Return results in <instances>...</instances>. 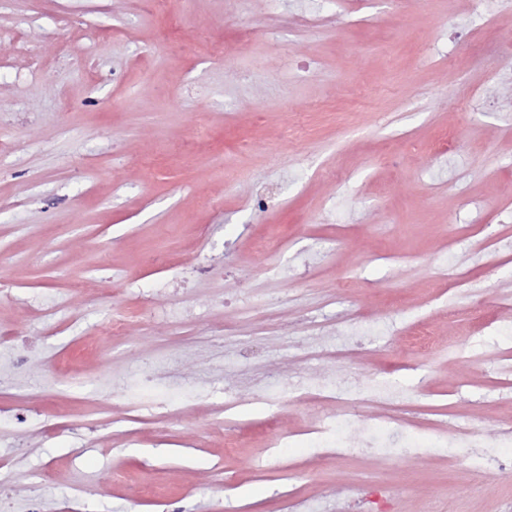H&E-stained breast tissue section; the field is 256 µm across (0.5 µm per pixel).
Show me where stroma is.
Segmentation results:
<instances>
[{"instance_id":"stroma-1","label":"stroma","mask_w":512,"mask_h":512,"mask_svg":"<svg viewBox=\"0 0 512 512\" xmlns=\"http://www.w3.org/2000/svg\"><path fill=\"white\" fill-rule=\"evenodd\" d=\"M322 5L312 28L304 0H0V33L27 49L0 50V277L15 284L0 327L37 343L29 374L0 386L7 512L33 496L44 512H288L297 495L343 512L362 481L395 489V512L512 497V447L501 466L462 448L451 466L438 430L404 428L426 451L410 457L386 424L368 454L323 462L304 434L332 416L365 437L356 403L384 382L487 441L512 426V388L491 383L512 357L497 309L512 262L480 257L487 237L512 255V56L497 51L512 0ZM265 181L281 204L242 207ZM200 261L210 275L166 287ZM461 276L469 290H451ZM68 295L79 316L53 333L31 305ZM119 312L132 321L112 338ZM269 373L272 403H254ZM309 373L336 376L334 395L305 393ZM71 420L78 434L60 433Z\"/></svg>"}]
</instances>
